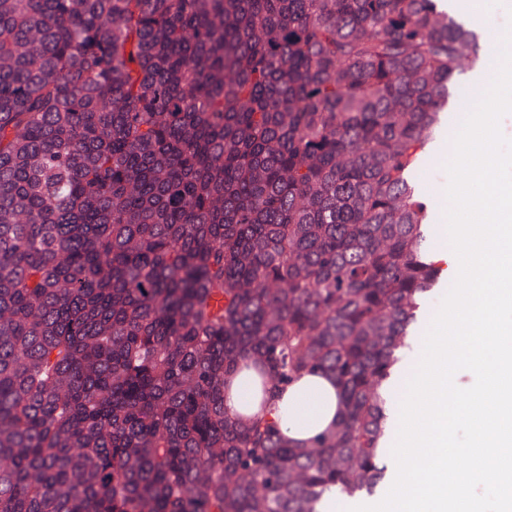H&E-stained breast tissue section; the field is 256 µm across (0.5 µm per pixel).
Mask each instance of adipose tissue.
Here are the masks:
<instances>
[{
	"label": "adipose tissue",
	"mask_w": 512,
	"mask_h": 512,
	"mask_svg": "<svg viewBox=\"0 0 512 512\" xmlns=\"http://www.w3.org/2000/svg\"><path fill=\"white\" fill-rule=\"evenodd\" d=\"M334 377L315 373L291 384L278 402L279 424L292 441L303 443L333 427L338 417Z\"/></svg>",
	"instance_id": "1"
}]
</instances>
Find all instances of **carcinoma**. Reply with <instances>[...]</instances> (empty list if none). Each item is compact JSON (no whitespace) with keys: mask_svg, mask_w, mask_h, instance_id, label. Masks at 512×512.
Returning a JSON list of instances; mask_svg holds the SVG:
<instances>
[{"mask_svg":"<svg viewBox=\"0 0 512 512\" xmlns=\"http://www.w3.org/2000/svg\"><path fill=\"white\" fill-rule=\"evenodd\" d=\"M440 4L0 0V512L373 493L444 279L413 174L490 55ZM246 357L335 377V428L229 417ZM455 278H445L440 284H438L429 294V297H428V300H427V304H426V313H425V317L424 319L419 323V334H420V339H419V346H418V349L416 351V358L415 359H412L406 366H405V375H404V378L400 384V388H399V391H400V395L398 397V400L397 402H401L403 396H404V393H405V387H406V383L409 379V377L411 376V374L413 373V371L415 370L417 364H418V361L421 357V354H422V349H423V343H424V338H425V335H426V332L431 324V321L435 315V313L438 311L440 305H441V302H442V299L444 297V295L446 294V292L448 291V289L450 288V286L452 285L453 281H454Z\"/></svg>","mask_w":512,"mask_h":512,"instance_id":"carcinoma-1","label":"carcinoma"}]
</instances>
